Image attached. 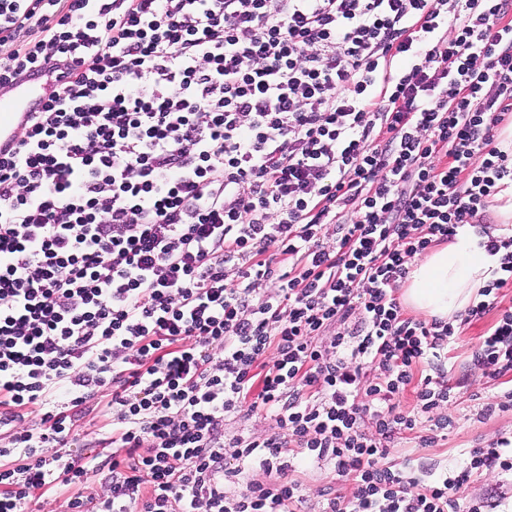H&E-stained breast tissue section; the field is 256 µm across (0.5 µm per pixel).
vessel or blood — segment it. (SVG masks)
<instances>
[{"label":"vessel or blood","mask_w":512,"mask_h":512,"mask_svg":"<svg viewBox=\"0 0 512 512\" xmlns=\"http://www.w3.org/2000/svg\"><path fill=\"white\" fill-rule=\"evenodd\" d=\"M62 82L58 74L44 71L0 93V149L16 144L28 113L40 109Z\"/></svg>","instance_id":"b4317fda"}]
</instances>
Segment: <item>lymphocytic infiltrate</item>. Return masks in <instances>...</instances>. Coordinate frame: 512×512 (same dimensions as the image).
Listing matches in <instances>:
<instances>
[{"label":"lymphocytic infiltrate","instance_id":"1","mask_svg":"<svg viewBox=\"0 0 512 512\" xmlns=\"http://www.w3.org/2000/svg\"><path fill=\"white\" fill-rule=\"evenodd\" d=\"M40 66L64 83L0 156V512H301L321 462L351 487L318 512L501 507L467 490L512 474L511 430L440 472L392 445L442 440L448 352L491 313L479 416L512 410V0H0V90ZM464 229L499 258L480 300L407 315ZM244 410L276 431L225 437ZM94 413L85 418L81 422L80 437L76 445L72 446L74 451L80 452L83 448H98L96 445L97 438L99 437V427L102 423L103 417L101 414L96 415Z\"/></svg>","mask_w":512,"mask_h":512}]
</instances>
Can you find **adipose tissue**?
Returning a JSON list of instances; mask_svg holds the SVG:
<instances>
[{
    "mask_svg": "<svg viewBox=\"0 0 512 512\" xmlns=\"http://www.w3.org/2000/svg\"><path fill=\"white\" fill-rule=\"evenodd\" d=\"M498 265L473 233L454 240L415 262L407 277L404 302L426 315L449 319L463 311Z\"/></svg>",
    "mask_w": 512,
    "mask_h": 512,
    "instance_id": "ef3b65f1",
    "label": "adipose tissue"
}]
</instances>
